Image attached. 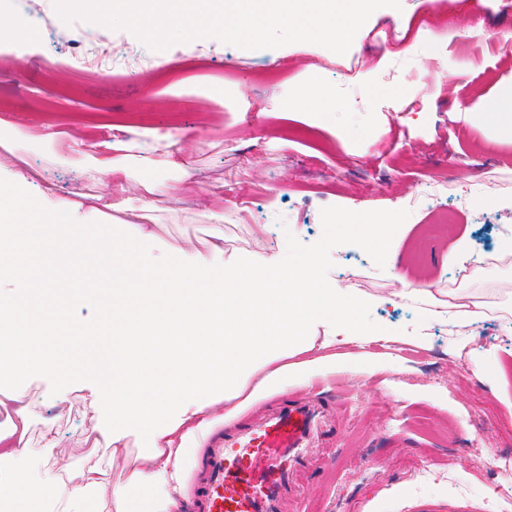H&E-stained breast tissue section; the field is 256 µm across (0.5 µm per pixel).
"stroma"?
<instances>
[{
    "label": "stroma",
    "instance_id": "stroma-1",
    "mask_svg": "<svg viewBox=\"0 0 512 512\" xmlns=\"http://www.w3.org/2000/svg\"><path fill=\"white\" fill-rule=\"evenodd\" d=\"M36 2L46 19L41 51L6 52L0 80L25 99L49 101L55 128L65 134L127 142L143 124L177 134L192 161L187 168L169 164L141 143L152 164L129 179L126 208L112 214L115 237L135 238L139 225L150 224L154 236L142 251L163 254L178 244L205 254L220 231L225 264L261 254L299 266L316 255L320 279L330 282L341 268L367 262L364 293L376 303L362 320L388 328L393 342L366 345L365 358L342 359L335 373L256 399L224 422L233 427L285 400L331 406L336 429L310 448L288 512H512V468L494 464L496 455L512 454V404L478 369L493 358L512 368V268L459 282L452 261L460 239L480 256L512 236L505 193L479 183L512 175V141L453 118L512 89V0H401L400 9L376 10L343 55L312 43L249 51L219 42L204 66L174 81L160 71L194 55L198 41L155 52L128 30L67 23L53 0ZM382 27L394 28L395 41H377ZM95 34L119 55H140L139 74L81 71L74 59ZM314 77L335 96L323 117L291 107L295 87ZM110 114L121 129H103ZM0 135V179L21 172L37 196L81 195L87 222L101 220L97 200L108 189L93 177L86 154L22 123ZM435 166L455 175L452 196L433 195L426 173ZM229 170L238 180L226 179ZM235 194L251 197L250 222L229 209ZM351 209L370 223L397 218L391 255L365 246L351 227L331 226L330 214ZM442 210L453 211L452 223L429 235ZM217 212L224 215L219 225ZM405 280L443 290L457 282L490 308L459 336L431 324L430 341L420 347L406 337L422 323L425 304L393 295ZM369 356L380 360L378 370H366ZM54 387L47 376L28 386L30 456L18 463L24 471L37 458L44 479L60 467L75 474L86 463L106 462L112 432L108 412L86 417L79 385L61 407L49 403ZM48 427L58 447H44Z\"/></svg>",
    "mask_w": 512,
    "mask_h": 512
}]
</instances>
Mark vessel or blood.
Here are the masks:
<instances>
[{
  "mask_svg": "<svg viewBox=\"0 0 512 512\" xmlns=\"http://www.w3.org/2000/svg\"><path fill=\"white\" fill-rule=\"evenodd\" d=\"M335 425L325 405L298 400L270 410L260 424L239 429L236 442L243 449L271 438L279 441L282 462L272 464L261 456L253 460L254 470L266 475L259 488L250 475L237 469L226 442L212 443L200 461L203 481L198 512H282L293 476L288 458L296 456L318 432H331Z\"/></svg>",
  "mask_w": 512,
  "mask_h": 512,
  "instance_id": "b4317fda",
  "label": "vessel or blood"
}]
</instances>
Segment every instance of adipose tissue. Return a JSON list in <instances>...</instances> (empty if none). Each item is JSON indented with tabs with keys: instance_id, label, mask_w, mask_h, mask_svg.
I'll return each mask as SVG.
<instances>
[{
	"instance_id": "adipose-tissue-1",
	"label": "adipose tissue",
	"mask_w": 512,
	"mask_h": 512,
	"mask_svg": "<svg viewBox=\"0 0 512 512\" xmlns=\"http://www.w3.org/2000/svg\"><path fill=\"white\" fill-rule=\"evenodd\" d=\"M465 118L512 140V90ZM110 230L86 223L81 202L37 199L23 175L0 181V373L15 382L0 392L13 417L0 429V466L28 452L32 377L52 376L59 404L80 382L89 410H109L115 425L111 474H16L0 512H187L192 456L244 393L307 384L335 370L337 342L361 348L379 333L361 321L372 298L322 283L315 262L254 257L219 274L223 236L210 253L158 259L139 248L151 225L134 241ZM88 256L105 273L101 290L75 276ZM75 301L92 312L77 315ZM133 427L148 434L134 457L124 446Z\"/></svg>"
}]
</instances>
